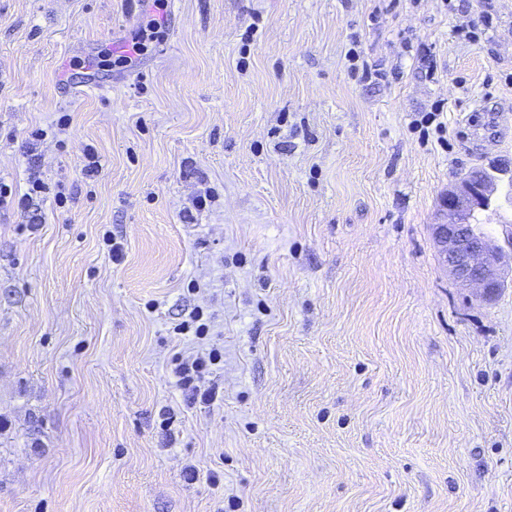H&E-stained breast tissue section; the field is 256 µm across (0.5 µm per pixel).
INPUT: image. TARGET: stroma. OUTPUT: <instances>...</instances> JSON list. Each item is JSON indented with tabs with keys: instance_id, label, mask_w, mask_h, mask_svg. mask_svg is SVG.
I'll list each match as a JSON object with an SVG mask.
<instances>
[{
	"instance_id": "obj_1",
	"label": "stroma",
	"mask_w": 512,
	"mask_h": 512,
	"mask_svg": "<svg viewBox=\"0 0 512 512\" xmlns=\"http://www.w3.org/2000/svg\"><path fill=\"white\" fill-rule=\"evenodd\" d=\"M479 11L167 0L127 65L140 0H0V179L41 128L67 194L0 206V512H512V284L476 299L431 229L512 160V0L467 40ZM476 221L505 240L507 184ZM210 348L194 403L175 360Z\"/></svg>"
}]
</instances>
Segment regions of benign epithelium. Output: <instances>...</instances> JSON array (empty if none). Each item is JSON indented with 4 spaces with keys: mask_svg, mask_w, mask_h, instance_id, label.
I'll list each match as a JSON object with an SVG mask.
<instances>
[{
    "mask_svg": "<svg viewBox=\"0 0 512 512\" xmlns=\"http://www.w3.org/2000/svg\"><path fill=\"white\" fill-rule=\"evenodd\" d=\"M509 167L496 160L489 175L464 176L440 197L439 219L432 236L448 276L460 287H475L479 299L493 300L512 282V234L509 248L473 223L475 214L488 209L499 189L500 176Z\"/></svg>",
    "mask_w": 512,
    "mask_h": 512,
    "instance_id": "benign-epithelium-1",
    "label": "benign epithelium"
}]
</instances>
